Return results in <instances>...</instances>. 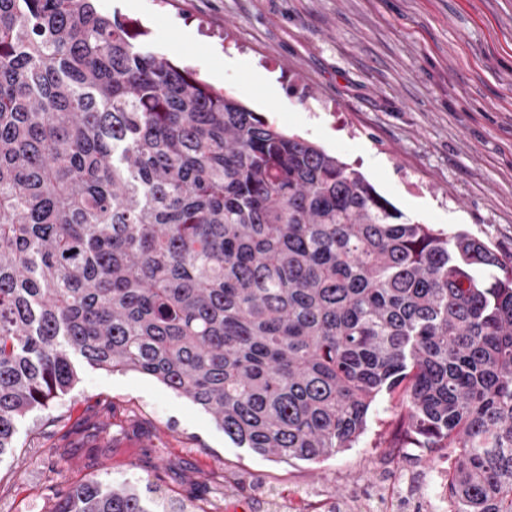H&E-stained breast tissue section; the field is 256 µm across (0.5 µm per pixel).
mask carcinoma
Here are the masks:
<instances>
[{"mask_svg": "<svg viewBox=\"0 0 512 512\" xmlns=\"http://www.w3.org/2000/svg\"><path fill=\"white\" fill-rule=\"evenodd\" d=\"M134 39L93 0H0V455L76 356L285 463L356 447L402 386L450 512H512V260ZM52 512L150 510L90 483Z\"/></svg>", "mask_w": 512, "mask_h": 512, "instance_id": "1", "label": "carcinoma"}]
</instances>
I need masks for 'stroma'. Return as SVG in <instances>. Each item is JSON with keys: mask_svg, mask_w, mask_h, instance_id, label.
<instances>
[{"mask_svg": "<svg viewBox=\"0 0 512 512\" xmlns=\"http://www.w3.org/2000/svg\"><path fill=\"white\" fill-rule=\"evenodd\" d=\"M138 41L196 69L281 129L358 168L412 221L512 255V0H96ZM272 74V102L245 93ZM402 391L356 447L318 463L241 448L156 379L79 367L0 455V512H51L93 481L137 486L155 512H436L448 456L404 448Z\"/></svg>", "mask_w": 512, "mask_h": 512, "instance_id": "obj_1", "label": "stroma"}]
</instances>
